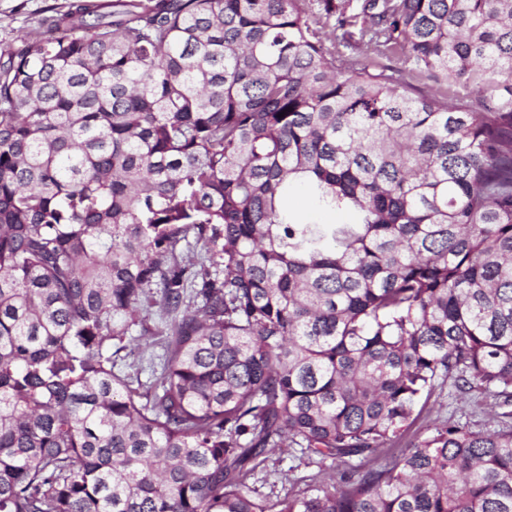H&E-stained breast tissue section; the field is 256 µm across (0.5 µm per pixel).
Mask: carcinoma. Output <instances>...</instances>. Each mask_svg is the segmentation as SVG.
Returning a JSON list of instances; mask_svg holds the SVG:
<instances>
[{
    "instance_id": "carcinoma-1",
    "label": "carcinoma",
    "mask_w": 512,
    "mask_h": 512,
    "mask_svg": "<svg viewBox=\"0 0 512 512\" xmlns=\"http://www.w3.org/2000/svg\"><path fill=\"white\" fill-rule=\"evenodd\" d=\"M42 25L0 53V512H512V0ZM300 185L356 222L288 211ZM146 305L171 315L147 388L118 367ZM447 381L498 429L395 451ZM285 448L329 480L257 496ZM394 68V76L400 83L410 85L415 92H422L425 94H433V93H448L449 96L467 94L469 98L475 100L477 97L476 91L471 88L464 89L460 86H451L447 87L445 85L440 86L434 83L432 80L428 79H420L416 77L413 73L407 70L405 67L400 64L388 63Z\"/></svg>"
}]
</instances>
